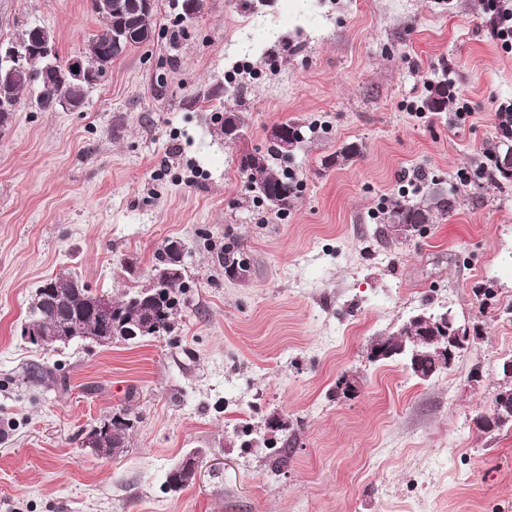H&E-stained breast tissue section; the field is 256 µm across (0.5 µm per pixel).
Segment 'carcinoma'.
Here are the masks:
<instances>
[{
	"instance_id": "carcinoma-1",
	"label": "carcinoma",
	"mask_w": 512,
	"mask_h": 512,
	"mask_svg": "<svg viewBox=\"0 0 512 512\" xmlns=\"http://www.w3.org/2000/svg\"><path fill=\"white\" fill-rule=\"evenodd\" d=\"M99 18L104 22V29L91 37L100 45H109L113 33L124 23L120 14ZM87 86L65 87L56 89L44 85L39 86L37 99L60 97L83 100ZM448 79L444 78L435 83L431 95L425 102L430 112H444L448 109ZM361 148L356 143L343 145L340 150L328 158L327 166L339 165L358 158ZM290 155L277 144L272 143L262 155L251 154L240 157L238 166L242 174L247 176L249 187L260 202L266 204L278 213H285L291 206L298 192V182L288 172L281 169L280 164ZM479 176L499 187L512 186V104L501 107L497 113V134L477 162ZM422 195L416 201L398 199L385 212L384 224L379 228V236L385 241L401 240L392 233V224H411L423 232L427 224L436 219L451 214L457 207V196L452 191H436L435 179L422 178ZM218 263L224 265V272L237 275L242 270H248L249 257L244 249L236 242L224 245V252L218 256ZM48 291H36L28 310L26 320L39 324L43 331L40 340L32 344L41 346L61 345L63 341L57 338L62 332L72 337V340H88L93 336H108L110 340L124 342L139 341L146 338L144 334L132 335L130 329L134 322L140 320L144 310L157 311L155 322L157 336H168L175 329V314L179 305L178 296L187 288L184 280V268L177 265V253L166 245L156 257L152 269L151 283L146 288L128 291L122 297L112 300V321L99 318L96 306V293L86 288L78 280L67 276H59L47 281ZM416 330L423 337L420 352L425 357L419 361L424 380L429 381L436 375L448 369V363L436 356L437 348L446 343L448 324L406 322L397 331L376 338L371 348L386 347L397 351L401 348L402 336ZM478 429L484 434H494L503 428H512V412L502 411L493 415V420L482 416L477 421ZM132 427L122 424L114 425L112 433L99 438L97 452L114 455L127 446ZM296 442L293 433H277L275 443H262L268 450L271 472L276 474L288 463V453L291 444Z\"/></svg>"
}]
</instances>
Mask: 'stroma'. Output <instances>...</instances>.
I'll list each match as a JSON object with an SVG mask.
<instances>
[{
    "label": "stroma",
    "instance_id": "1",
    "mask_svg": "<svg viewBox=\"0 0 512 512\" xmlns=\"http://www.w3.org/2000/svg\"><path fill=\"white\" fill-rule=\"evenodd\" d=\"M157 0L151 42L128 50L79 110H41L29 87L0 128V512H512V428L476 427L512 358V189L476 184L472 159L512 103V48L482 0H201L178 29ZM280 27L277 41L257 28ZM72 58L102 21L91 0H0V42L30 28ZM468 102L423 108L440 77ZM239 113L245 146L225 142ZM307 133L288 212L257 203L238 169L273 127ZM354 162L324 167L347 143ZM456 188L450 216L380 240L415 172ZM185 247L176 328L140 343L31 344L35 288L66 273L119 297L150 284L168 241ZM243 244L246 277L217 256ZM492 284L484 301L477 290ZM479 324L455 365L423 382L369 347L426 307ZM52 376L32 381L29 366ZM359 376L351 397L342 374ZM130 409L122 453L82 444ZM278 415L297 435L271 473L235 428ZM197 453L198 478L168 490Z\"/></svg>",
    "mask_w": 512,
    "mask_h": 512
}]
</instances>
